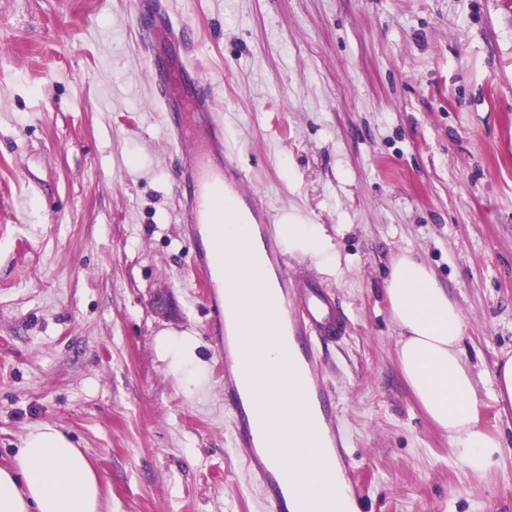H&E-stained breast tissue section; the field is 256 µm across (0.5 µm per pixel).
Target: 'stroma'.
<instances>
[{"label":"stroma","mask_w":512,"mask_h":512,"mask_svg":"<svg viewBox=\"0 0 512 512\" xmlns=\"http://www.w3.org/2000/svg\"><path fill=\"white\" fill-rule=\"evenodd\" d=\"M155 2L0 0V465L50 423L104 512H260L144 66ZM171 3L246 192L342 259L287 262L346 323L319 359L361 512H512V417L482 398L504 453L472 478L401 375L384 293L412 251L481 378L512 351V0Z\"/></svg>","instance_id":"1"}]
</instances>
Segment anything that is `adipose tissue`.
<instances>
[{
    "mask_svg": "<svg viewBox=\"0 0 512 512\" xmlns=\"http://www.w3.org/2000/svg\"><path fill=\"white\" fill-rule=\"evenodd\" d=\"M235 197L224 202L223 225L232 238L225 265L244 277L251 261L252 234ZM288 239L289 253L332 262L324 230L294 217L278 228ZM391 318L399 330L397 356L401 375L429 419L448 436L453 455L473 476H486L502 455L499 436L481 427L478 418V375L462 356L464 321L458 305L432 270L411 252L395 255L385 288ZM256 398L289 418L305 411L304 392L281 383H254ZM321 451L299 440L280 449L279 460L293 471V493L312 497L343 488V473L320 468ZM0 512H102L101 477L81 449L51 425L29 432L12 463L0 467Z\"/></svg>",
    "mask_w": 512,
    "mask_h": 512,
    "instance_id": "1",
    "label": "adipose tissue"
}]
</instances>
